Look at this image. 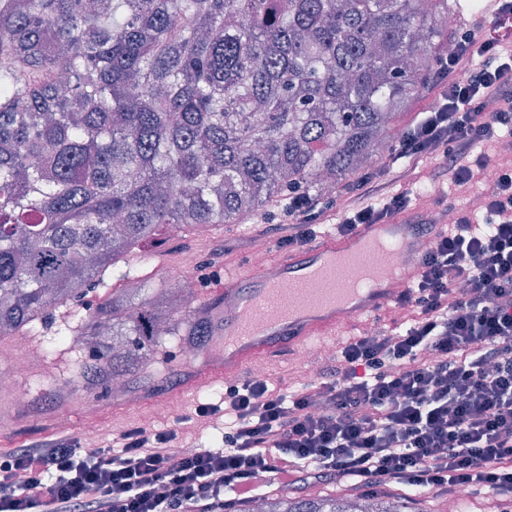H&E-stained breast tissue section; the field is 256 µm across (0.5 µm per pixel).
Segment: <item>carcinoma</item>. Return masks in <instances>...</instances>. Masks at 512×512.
<instances>
[{"label": "carcinoma", "mask_w": 512, "mask_h": 512, "mask_svg": "<svg viewBox=\"0 0 512 512\" xmlns=\"http://www.w3.org/2000/svg\"><path fill=\"white\" fill-rule=\"evenodd\" d=\"M457 0H0V336L76 298L161 227L237 224L377 156ZM89 391L209 326L168 296L83 318ZM398 497L262 512H408Z\"/></svg>", "instance_id": "obj_1"}]
</instances>
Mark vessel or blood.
Instances as JSON below:
<instances>
[{
    "mask_svg": "<svg viewBox=\"0 0 512 512\" xmlns=\"http://www.w3.org/2000/svg\"><path fill=\"white\" fill-rule=\"evenodd\" d=\"M437 230L423 217L397 215L358 225L343 236L325 234L311 248L246 274L225 275L204 291L198 306L221 350L185 372L172 395L194 392L203 383L388 308L417 274L411 261L417 243ZM380 241L398 246L397 280L372 259Z\"/></svg>",
    "mask_w": 512,
    "mask_h": 512,
    "instance_id": "obj_1",
    "label": "vessel or blood"
}]
</instances>
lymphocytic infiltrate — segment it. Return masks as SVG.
<instances>
[{"label": "lymphocytic infiltrate", "mask_w": 512, "mask_h": 512, "mask_svg": "<svg viewBox=\"0 0 512 512\" xmlns=\"http://www.w3.org/2000/svg\"><path fill=\"white\" fill-rule=\"evenodd\" d=\"M435 103L393 145L392 180L413 162H438L458 187L492 163L481 145L512 137V49L456 33L436 59ZM363 174L344 195L337 232L403 212L405 194ZM481 195L486 224L468 214L419 255L420 273L396 300L402 328L366 332L336 351L334 366L297 391L249 376L229 385L220 448L178 451L179 432L125 430L118 447L84 448L56 433L0 451V512H228L255 477L349 483L366 493L415 496L467 488L489 505L512 495V170ZM332 201L292 191L278 213L279 245L309 246ZM317 411H310V399Z\"/></svg>", "instance_id": "obj_1"}]
</instances>
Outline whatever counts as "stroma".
<instances>
[{
	"label": "stroma",
	"instance_id": "35a3bbf8",
	"mask_svg": "<svg viewBox=\"0 0 512 512\" xmlns=\"http://www.w3.org/2000/svg\"><path fill=\"white\" fill-rule=\"evenodd\" d=\"M265 211L256 212L250 223L221 224L208 230L182 234L164 231L155 243L134 249L118 269L108 270L97 284L92 296L81 301H70L52 309L47 320L35 322L27 338L28 344L40 351L42 362L50 363L66 359L67 369L57 373L29 369L20 384L28 388L31 400L25 409H17L10 401L0 402V450L29 443L55 432V421L65 417V433L81 439L84 447L97 448L110 445L113 437L124 429L151 424L160 429L175 427L176 419L164 418L154 403L155 395L165 392L177 379L194 366L193 358L183 353L182 342L168 341L155 347L144 365L130 376L126 389L113 393L110 389H98L101 403L94 411L72 416L73 407L81 405L86 391L77 383L81 367L95 362L96 356L88 346L67 345L66 348H48L47 343L60 335L70 334L78 323V314L94 305L95 301L110 295L119 287L117 272H125L133 280L146 281L151 288H188L190 304H197L205 288L224 273L242 272L252 265L253 244L264 239ZM194 252L198 258L192 279H183L179 270L186 252ZM327 358L316 357L303 362L295 351H283L277 357L266 360L265 375L270 384L277 387H299L309 379L310 366L325 368ZM224 392L223 382H213L209 389L181 396V415L187 416L185 430L195 432L203 446L213 448L221 443V435L213 428H199L190 420L199 404L215 402ZM120 397L122 405L113 408V397Z\"/></svg>",
	"mask_w": 512,
	"mask_h": 512
}]
</instances>
